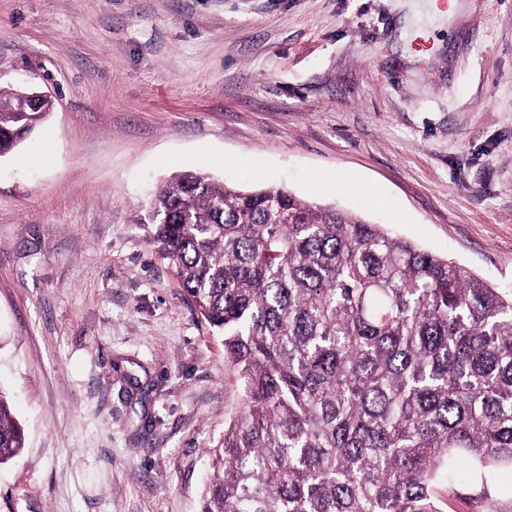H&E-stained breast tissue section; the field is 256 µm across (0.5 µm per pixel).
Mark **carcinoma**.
<instances>
[{
	"label": "carcinoma",
	"instance_id": "obj_1",
	"mask_svg": "<svg viewBox=\"0 0 512 512\" xmlns=\"http://www.w3.org/2000/svg\"><path fill=\"white\" fill-rule=\"evenodd\" d=\"M0 91V157L50 112ZM143 223L224 340L239 394L200 512H443L462 474L479 512L512 469V293L359 214L281 186L173 174ZM24 434L0 390V465Z\"/></svg>",
	"mask_w": 512,
	"mask_h": 512
}]
</instances>
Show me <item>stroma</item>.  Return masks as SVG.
I'll return each instance as SVG.
<instances>
[{"label":"stroma","mask_w":512,"mask_h":512,"mask_svg":"<svg viewBox=\"0 0 512 512\" xmlns=\"http://www.w3.org/2000/svg\"><path fill=\"white\" fill-rule=\"evenodd\" d=\"M0 0V512H200L238 406L140 223L205 171L364 214L512 291V0ZM17 89L0 91V157L11 155L20 143L32 132L42 127L50 112L49 104L42 100L53 97L46 91H23L18 103L20 112L14 104L18 99ZM27 111V112H26ZM23 448V431L12 417L9 397L0 389V465L17 457Z\"/></svg>","instance_id":"1"}]
</instances>
